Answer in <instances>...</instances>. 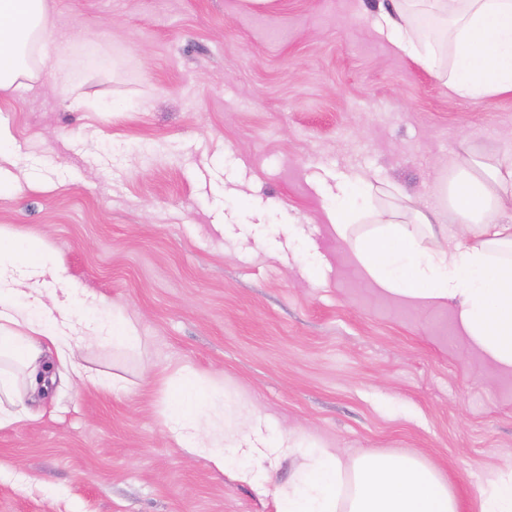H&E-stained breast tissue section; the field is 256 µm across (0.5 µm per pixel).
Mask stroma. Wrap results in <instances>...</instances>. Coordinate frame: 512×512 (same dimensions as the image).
Listing matches in <instances>:
<instances>
[{
    "label": "stroma",
    "mask_w": 512,
    "mask_h": 512,
    "mask_svg": "<svg viewBox=\"0 0 512 512\" xmlns=\"http://www.w3.org/2000/svg\"><path fill=\"white\" fill-rule=\"evenodd\" d=\"M387 2L53 0L45 66L0 92V226L48 245L90 317L123 309L142 347L75 351L131 394L62 368L0 429V512H275L168 439L166 381L185 364L280 430L416 454L459 512L512 469V372L450 308L381 293L324 222L337 177L419 205L462 141L512 145V96H449L373 33Z\"/></svg>",
    "instance_id": "1"
}]
</instances>
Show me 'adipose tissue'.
Instances as JSON below:
<instances>
[{
  "mask_svg": "<svg viewBox=\"0 0 512 512\" xmlns=\"http://www.w3.org/2000/svg\"><path fill=\"white\" fill-rule=\"evenodd\" d=\"M51 28V0H0V92L32 78V58ZM373 28L456 99L512 94V0H390ZM456 169L453 181L436 186L435 202L411 208L373 206L365 178L337 183L326 216L369 281L419 307L452 305L471 346L512 371V213L501 205L512 196V147L469 148ZM452 214L464 239L438 244ZM63 273L41 243L17 248L0 228V429L28 416L29 395L48 391L50 349L82 384L128 391L121 376L89 373L73 355L93 343L139 351L136 325L122 316L109 325L84 320L78 307L89 294L77 285L51 294L40 288L42 278ZM177 380L168 437L272 496L276 512H459L447 482L415 455H348L277 430L249 404L205 384L192 365H182ZM286 457L298 462L292 479L272 483L268 465ZM477 494L479 512H512V469L487 476Z\"/></svg>",
  "mask_w": 512,
  "mask_h": 512,
  "instance_id": "adipose-tissue-1",
  "label": "adipose tissue"
}]
</instances>
